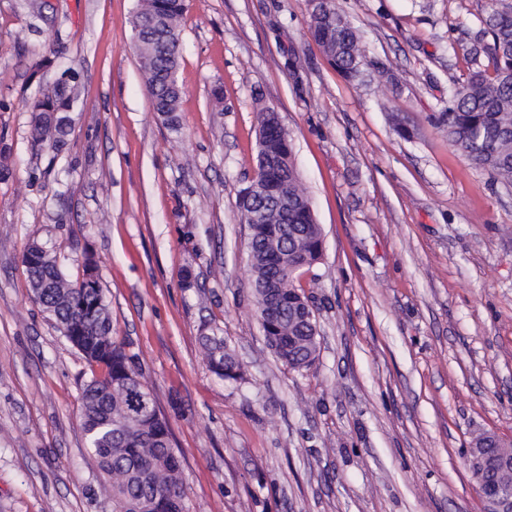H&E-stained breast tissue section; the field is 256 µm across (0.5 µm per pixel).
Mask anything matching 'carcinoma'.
I'll list each match as a JSON object with an SVG mask.
<instances>
[{
	"label": "carcinoma",
	"mask_w": 512,
	"mask_h": 512,
	"mask_svg": "<svg viewBox=\"0 0 512 512\" xmlns=\"http://www.w3.org/2000/svg\"><path fill=\"white\" fill-rule=\"evenodd\" d=\"M187 11L186 0H139L135 20L134 50L150 97L158 101V115L172 130L179 128L181 92L167 83L169 72L179 69L180 23ZM310 31L328 60L346 76L354 77L367 61L359 35L336 11L335 2L320 15H312ZM482 47L471 54L477 65L467 83L456 88L448 100L443 131L448 142L477 168L487 171L493 181L512 187V0H490L489 10L480 19ZM80 100L76 78L68 73L31 107L32 138L56 150L67 143L68 133L54 123L50 113ZM269 135L258 143L257 164L283 150L284 140L277 130V116H264ZM270 194L288 197L290 211L283 218L277 204H264L266 223L254 229L248 249L252 254L253 291L265 285L267 269L281 260L288 265V287H295L299 272L320 259V225L313 222L305 194L298 184L296 168L271 167L264 171ZM276 235L284 244L285 257H274L268 237ZM38 244L27 246L22 256L31 294L54 320L65 326V339L78 348L91 367L84 384L81 423L87 447L104 476V491L120 512H175L178 506L161 496L160 488L173 487L185 494L180 456L173 453L167 421L143 411L151 390L142 381L134 357L114 336L112 316L98 280L72 281L51 254L33 261L28 254ZM298 295L289 293L278 313L279 332L266 337L276 357L292 370L311 368V355L319 350L312 330L292 318L290 308ZM200 344L210 370L220 378L239 380L241 365L217 332L200 336Z\"/></svg>",
	"instance_id": "1"
}]
</instances>
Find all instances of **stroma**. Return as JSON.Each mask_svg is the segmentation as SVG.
Instances as JSON below:
<instances>
[{"label": "stroma", "instance_id": "35a3bbf8", "mask_svg": "<svg viewBox=\"0 0 512 512\" xmlns=\"http://www.w3.org/2000/svg\"><path fill=\"white\" fill-rule=\"evenodd\" d=\"M137 0H0V512H112L80 426L88 364L33 302L25 247L93 259L169 423L187 512H485L474 439L512 441V190L442 132L487 0H336L368 49L329 64L309 0H188L179 131L152 108ZM62 151L31 104L64 71ZM288 130L325 239L299 283L309 371L267 346L238 198L257 116ZM217 330L241 363L213 375ZM200 344L210 370L220 378L239 380L241 365L227 347L223 336L212 330L200 336Z\"/></svg>", "mask_w": 512, "mask_h": 512}]
</instances>
